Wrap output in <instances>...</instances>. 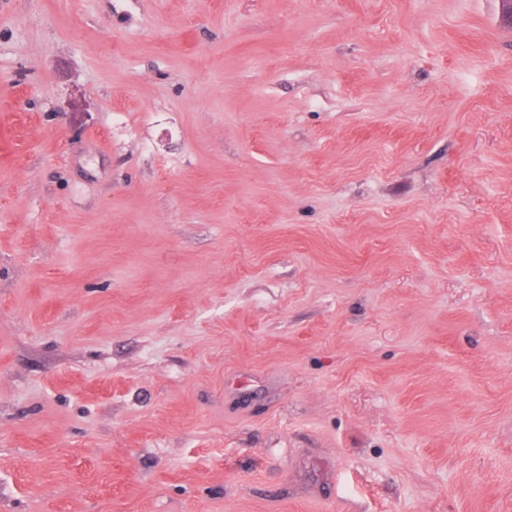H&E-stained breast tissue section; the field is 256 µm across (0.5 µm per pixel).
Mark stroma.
<instances>
[{"label": "stroma", "instance_id": "stroma-1", "mask_svg": "<svg viewBox=\"0 0 512 512\" xmlns=\"http://www.w3.org/2000/svg\"><path fill=\"white\" fill-rule=\"evenodd\" d=\"M0 512H512L500 0H0Z\"/></svg>", "mask_w": 512, "mask_h": 512}]
</instances>
